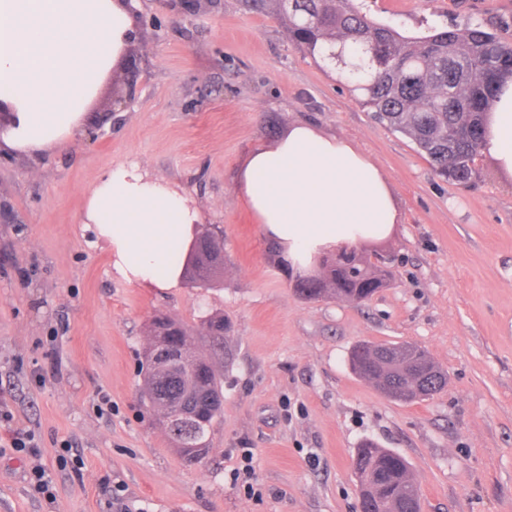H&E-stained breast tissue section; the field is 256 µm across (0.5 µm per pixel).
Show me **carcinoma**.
Returning <instances> with one entry per match:
<instances>
[{"instance_id":"carcinoma-1","label":"carcinoma","mask_w":512,"mask_h":512,"mask_svg":"<svg viewBox=\"0 0 512 512\" xmlns=\"http://www.w3.org/2000/svg\"><path fill=\"white\" fill-rule=\"evenodd\" d=\"M246 9L272 13L288 19V40L297 49L329 61L360 98V104L376 122L400 133L416 145L434 172L457 185L477 178L475 160L485 148L483 116L494 85L505 74L512 75V43L501 39L481 23L433 29L420 37L406 36L396 28L376 23L352 4V0H296L283 8L281 0H241ZM359 46L362 53L342 61L328 55L338 46ZM186 278L204 287L219 282L224 265H215L201 253L187 259ZM386 267L371 266L356 250L341 249L326 261L317 278H298L297 291L323 298L365 301L390 280ZM215 314L202 322V331L182 326L190 343L189 362L197 372L193 382L206 391L193 410L208 426L201 440L209 441L211 427L221 416L223 380L213 361L215 343L209 325L222 321ZM429 353L413 344L363 342L350 352L349 364L361 378L378 385L386 381L395 391L421 386L429 395L447 385V373L439 366L420 367ZM144 384H157L148 391L151 403L160 406L157 392L184 396L189 381H156L159 364L145 359ZM393 452L365 440L356 450L354 471L371 482L376 457Z\"/></svg>"}]
</instances>
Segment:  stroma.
Returning <instances> with one entry per match:
<instances>
[{"mask_svg":"<svg viewBox=\"0 0 512 512\" xmlns=\"http://www.w3.org/2000/svg\"><path fill=\"white\" fill-rule=\"evenodd\" d=\"M407 36L493 23L512 0H355ZM141 37L90 109L93 136L52 155L0 157V512H356L352 458L371 439L404 456L421 512H512V176L489 152L467 186L437 177L412 141L370 119L334 69L296 49L275 15L240 0L169 22L178 0H135ZM136 71L128 84V71ZM130 96L128 106L115 98ZM305 121L350 139L386 174L400 220L358 244L391 262L362 302L299 297L236 191L246 153ZM139 162L190 195L224 246L220 283L150 292L114 275L78 215L101 171ZM230 324L216 361L223 414L190 461L139 372L150 319ZM410 343L448 374L414 403L356 375L358 343ZM67 465H60V457ZM52 480L37 493L32 467Z\"/></svg>","mask_w":512,"mask_h":512,"instance_id":"obj_1","label":"stroma"}]
</instances>
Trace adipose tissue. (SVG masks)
<instances>
[{
    "label": "adipose tissue",
    "instance_id": "ef3b65f1",
    "mask_svg": "<svg viewBox=\"0 0 512 512\" xmlns=\"http://www.w3.org/2000/svg\"><path fill=\"white\" fill-rule=\"evenodd\" d=\"M131 0H0V154L39 158L82 135L86 112L135 38ZM485 142L512 175V77L486 114ZM236 187L279 258L308 271L345 245L387 236L399 204L382 170L350 140L305 122L242 160ZM203 217L190 197L130 162L93 180L79 215L119 278L148 290L180 287L174 246L190 250Z\"/></svg>",
    "mask_w": 512,
    "mask_h": 512
}]
</instances>
